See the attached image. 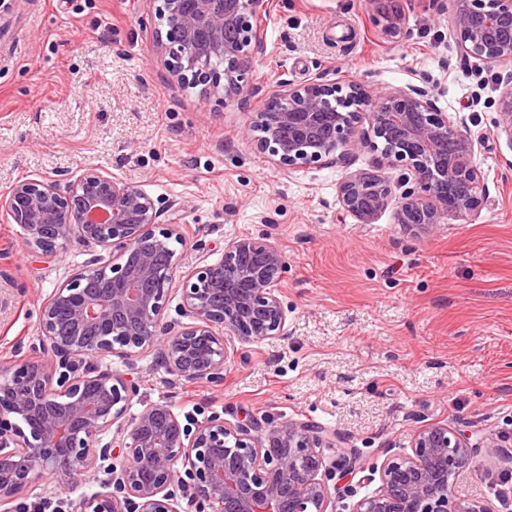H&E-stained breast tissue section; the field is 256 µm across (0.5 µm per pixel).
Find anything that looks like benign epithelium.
Returning a JSON list of instances; mask_svg holds the SVG:
<instances>
[{
  "label": "benign epithelium",
  "mask_w": 512,
  "mask_h": 512,
  "mask_svg": "<svg viewBox=\"0 0 512 512\" xmlns=\"http://www.w3.org/2000/svg\"><path fill=\"white\" fill-rule=\"evenodd\" d=\"M161 53L175 81L234 100L249 80V47L262 40L264 0H152ZM372 24L389 42L407 36L399 0H370ZM452 53L490 68L512 63V0H451ZM494 127L512 140V73L500 81ZM256 146L288 170L335 164L353 152H380L381 172H348L338 186L343 210L373 224L392 209L395 223L428 232L445 218L478 212L483 177L466 119L436 106L424 87L365 89L353 80L316 77L278 85L248 128ZM0 216L18 224L27 249L55 256L72 244L110 255L80 269L39 308L31 358L0 367V512L47 473L61 483L96 474L103 490L71 503V512H179L177 490L196 512H327L322 478L328 430L310 422L244 420L213 412L180 418L167 403L146 404L125 420L138 383L101 366L118 359L135 369L154 352L179 379L218 387L226 337L261 344L288 336V306L278 286L286 261L266 239L240 238L221 261L184 277L182 313L165 310L176 279L173 239L183 225L142 189L95 169L61 182H19L0 196ZM108 435L110 440L102 442ZM498 445L445 424L420 429L412 453L385 460L381 486L352 512H488L448 484Z\"/></svg>",
  "instance_id": "7a95c632"
}]
</instances>
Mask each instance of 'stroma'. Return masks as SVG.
Here are the masks:
<instances>
[{
  "mask_svg": "<svg viewBox=\"0 0 512 512\" xmlns=\"http://www.w3.org/2000/svg\"><path fill=\"white\" fill-rule=\"evenodd\" d=\"M409 35L381 38L367 0H267L263 42L239 99L201 96L172 81L149 0H0V195L18 181L66 180L95 169L178 210L177 272L221 260L241 237L271 235L287 268L280 294L288 336L232 342L224 383L177 379L143 354L142 402L178 414L222 413L311 422L330 433L325 462L353 453L354 469L327 476L350 512L381 485L369 464L409 453L424 427L445 424L497 441L458 479L462 496L505 512L491 482L512 481V141L493 121L499 71L460 65L435 0H401ZM364 85L425 86L437 107L469 117L487 201L480 213L412 236L385 211L360 224L342 210L346 173L373 171L378 153L348 164L283 170L247 129L279 82L318 73ZM74 244L47 257L19 225L0 222V364L28 355L38 308L101 255ZM105 477L64 485L43 477L27 503L67 506Z\"/></svg>",
  "mask_w": 512,
  "mask_h": 512,
  "instance_id": "35a3bbf8",
  "label": "stroma"
}]
</instances>
